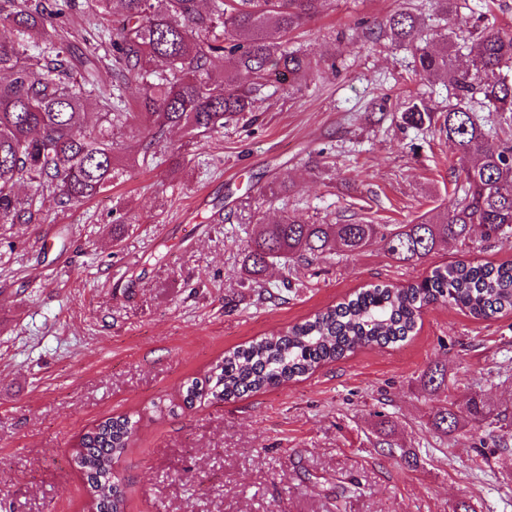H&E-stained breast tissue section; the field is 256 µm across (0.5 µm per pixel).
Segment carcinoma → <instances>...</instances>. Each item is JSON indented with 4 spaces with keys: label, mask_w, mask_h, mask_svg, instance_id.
Segmentation results:
<instances>
[{
    "label": "carcinoma",
    "mask_w": 512,
    "mask_h": 512,
    "mask_svg": "<svg viewBox=\"0 0 512 512\" xmlns=\"http://www.w3.org/2000/svg\"><path fill=\"white\" fill-rule=\"evenodd\" d=\"M326 0H96L95 16L112 21L83 38L61 34L60 18L80 12L78 0H0V26L14 38L0 42V224H32L38 199L51 195L62 209L96 198L119 175L112 134L124 126L139 136L142 161L171 128L193 137L224 129L231 118L255 108L269 86L286 81L298 90L318 66L288 47V35L315 19ZM469 50L460 69L448 48L415 42L419 19L410 10L392 15L381 31L413 48L415 67L448 82L455 104L437 115L414 98L401 113L404 124L435 127L453 147L452 198L443 209L413 224H309L288 213L259 224L242 259L244 281L261 288L277 259L311 262L326 253L356 255L377 243L400 263L417 265L450 242L469 246L474 228L488 242L512 234V32L483 18L456 16ZM108 41L111 68L101 72L97 50ZM233 56L232 66L214 63ZM138 82L144 89L138 110L103 90ZM97 88V125H84L86 87ZM495 115L490 123L478 113ZM32 188L21 195L18 186ZM448 302L475 319L512 311V263L458 261L434 267L405 286L376 285L294 324L224 355L207 375L193 379L183 406L224 402L280 386L343 359L366 346L404 341L417 329L424 307ZM431 394L448 388L446 368L421 376ZM470 422L499 431L495 448L512 447L509 415L487 408L478 394L467 399ZM430 429L448 437L463 428L460 411L446 400L432 409ZM127 415L109 417L78 438L74 462L90 495L91 512H124V495L114 465L136 433Z\"/></svg>",
    "instance_id": "obj_1"
}]
</instances>
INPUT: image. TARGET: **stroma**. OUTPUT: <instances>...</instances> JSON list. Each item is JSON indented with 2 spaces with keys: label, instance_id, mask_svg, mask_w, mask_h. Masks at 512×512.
Instances as JSON below:
<instances>
[{
  "label": "stroma",
  "instance_id": "1",
  "mask_svg": "<svg viewBox=\"0 0 512 512\" xmlns=\"http://www.w3.org/2000/svg\"><path fill=\"white\" fill-rule=\"evenodd\" d=\"M420 40L456 41L434 0H330L289 37L318 60L300 91L267 88L259 119L181 145L180 165L134 159L133 129L116 134L122 171L103 195L63 211L42 201L37 224H0V512H88L73 454L111 416L138 420L116 464L125 512H512V448L489 430H430L436 400L421 376L448 371V398L479 393L512 411V312L472 318L424 308L417 333L368 347L284 386L225 403L181 406L182 391L224 354L336 305L373 284L401 285L457 260L512 261V237L439 247L417 265L379 245L274 264L270 299L240 285L257 222L288 211L313 223L408 224L447 204L445 136L400 126L408 97L448 107V85L420 75L408 44L380 24L404 6ZM287 193H280V186ZM127 214L120 236L113 212ZM198 225L193 236L183 227ZM58 228L51 251L43 235ZM413 454L374 448L376 417Z\"/></svg>",
  "mask_w": 512,
  "mask_h": 512
}]
</instances>
